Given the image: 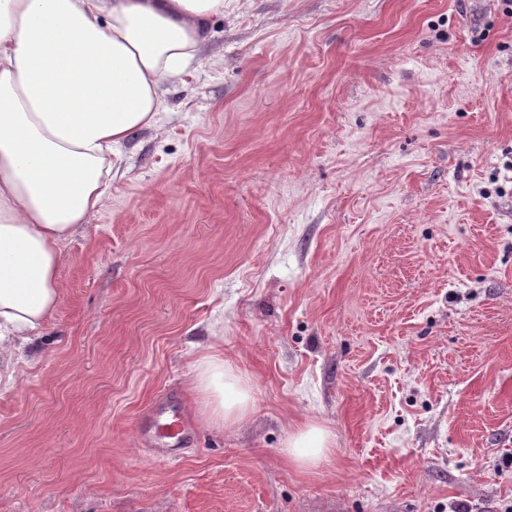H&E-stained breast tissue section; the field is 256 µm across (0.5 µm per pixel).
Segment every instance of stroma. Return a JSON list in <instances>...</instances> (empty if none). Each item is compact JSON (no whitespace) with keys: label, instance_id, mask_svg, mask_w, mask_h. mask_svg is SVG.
I'll use <instances>...</instances> for the list:
<instances>
[{"label":"stroma","instance_id":"obj_1","mask_svg":"<svg viewBox=\"0 0 512 512\" xmlns=\"http://www.w3.org/2000/svg\"><path fill=\"white\" fill-rule=\"evenodd\" d=\"M0 386V512H503L512 504V14L236 0ZM249 422L202 426L214 344ZM196 439L160 457L167 395ZM316 420L307 474L281 452ZM332 434L328 428L308 420L288 433L281 449L297 470L312 473L331 461Z\"/></svg>","mask_w":512,"mask_h":512}]
</instances>
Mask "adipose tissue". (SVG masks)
I'll use <instances>...</instances> for the list:
<instances>
[{
  "mask_svg": "<svg viewBox=\"0 0 512 512\" xmlns=\"http://www.w3.org/2000/svg\"><path fill=\"white\" fill-rule=\"evenodd\" d=\"M225 0H0V385L55 310L61 246L99 211L134 132L156 126L160 88L182 78ZM197 417L234 429L254 411L247 379L210 347L193 366ZM282 453L302 472L330 462L309 420Z\"/></svg>",
  "mask_w": 512,
  "mask_h": 512,
  "instance_id": "ef3b65f1",
  "label": "adipose tissue"
}]
</instances>
